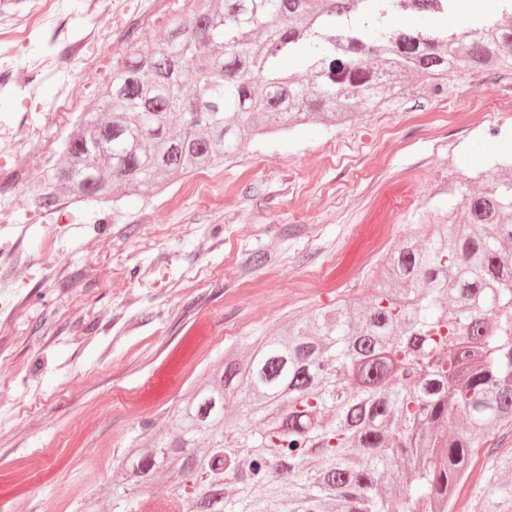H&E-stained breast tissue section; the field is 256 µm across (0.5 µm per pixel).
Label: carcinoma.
<instances>
[{"instance_id":"obj_1","label":"carcinoma","mask_w":512,"mask_h":512,"mask_svg":"<svg viewBox=\"0 0 512 512\" xmlns=\"http://www.w3.org/2000/svg\"><path fill=\"white\" fill-rule=\"evenodd\" d=\"M190 2L130 47L61 141L34 190L41 209L165 188L268 124L393 108L418 77L442 95L459 71L512 76V0L474 12L468 36L393 25L403 11L447 20L451 0ZM496 167L460 223L430 224L388 257L372 300L241 337L79 512H140L163 467L178 512H447L473 452L512 427V159ZM474 494L478 512H512V452Z\"/></svg>"}]
</instances>
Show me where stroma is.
Listing matches in <instances>:
<instances>
[{"instance_id": "35a3bbf8", "label": "stroma", "mask_w": 512, "mask_h": 512, "mask_svg": "<svg viewBox=\"0 0 512 512\" xmlns=\"http://www.w3.org/2000/svg\"><path fill=\"white\" fill-rule=\"evenodd\" d=\"M69 31L103 35L93 67L41 81L37 97L0 91V128L29 113L39 134L15 156L39 184L75 121L49 119L59 83L88 112L128 47L149 41L186 0H57ZM32 28L0 70L60 54ZM461 76L345 127L301 125L257 137L224 165L145 188L109 208L47 216L13 199L20 246L0 297V512H76L111 480L145 423L169 425L185 394L240 337L314 309L364 303L390 251L424 224L455 223L512 155V111L489 120L512 79ZM261 253L265 261L253 265Z\"/></svg>"}]
</instances>
